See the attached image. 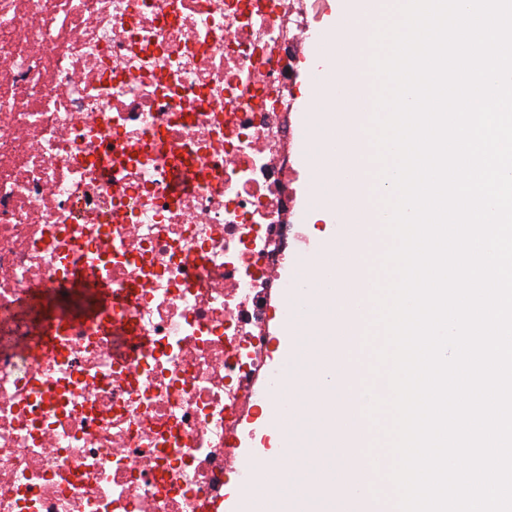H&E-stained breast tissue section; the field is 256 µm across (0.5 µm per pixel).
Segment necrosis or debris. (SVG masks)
Listing matches in <instances>:
<instances>
[{
	"mask_svg": "<svg viewBox=\"0 0 512 512\" xmlns=\"http://www.w3.org/2000/svg\"><path fill=\"white\" fill-rule=\"evenodd\" d=\"M313 10L0 0V512H224L270 311L304 285L290 115ZM84 269L121 302L85 315Z\"/></svg>",
	"mask_w": 512,
	"mask_h": 512,
	"instance_id": "necrosis-or-debris-1",
	"label": "necrosis or debris"
}]
</instances>
